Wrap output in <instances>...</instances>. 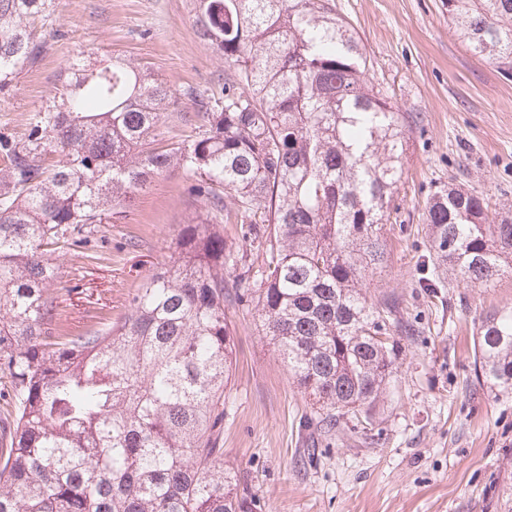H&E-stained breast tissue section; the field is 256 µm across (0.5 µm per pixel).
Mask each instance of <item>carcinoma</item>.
Masks as SVG:
<instances>
[{
  "instance_id": "obj_1",
  "label": "carcinoma",
  "mask_w": 512,
  "mask_h": 512,
  "mask_svg": "<svg viewBox=\"0 0 512 512\" xmlns=\"http://www.w3.org/2000/svg\"><path fill=\"white\" fill-rule=\"evenodd\" d=\"M54 0H0V89L33 64ZM452 32L512 70V0H446ZM224 56L217 98L185 92L192 138L155 146L180 96L119 56L63 68L25 141L0 139V512H254L224 465V388L234 328L252 303L323 432L370 411L413 329L393 301H367L407 158L409 125L368 89L367 56L332 0H201ZM193 181L194 212L168 260L104 332L68 333L50 294L49 253L120 220L155 177ZM455 185L427 201L439 273L489 285L512 275V213ZM240 225V244L219 224ZM233 277L224 278V270ZM475 373L512 389V313H489Z\"/></svg>"
}]
</instances>
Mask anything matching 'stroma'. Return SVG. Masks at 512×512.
I'll list each match as a JSON object with an SVG mask.
<instances>
[{"label":"stroma","mask_w":512,"mask_h":512,"mask_svg":"<svg viewBox=\"0 0 512 512\" xmlns=\"http://www.w3.org/2000/svg\"><path fill=\"white\" fill-rule=\"evenodd\" d=\"M370 60V87L411 116L398 221L386 225V267L367 273L368 301L396 299L414 335L371 425L338 417L332 435L308 426L319 404L294 381L254 311L227 307L236 366L225 391L224 462L247 477L260 512H512V390L478 380L474 340L486 314L512 310V277L488 288L445 277L419 286L432 262L425 203L454 182L512 209V79L457 39L444 0H335ZM200 0H56L37 30L39 60L0 89V136L24 140L57 92L64 64L121 56L176 91L219 95L224 58L199 32ZM192 181L156 177L116 223L51 257L64 329L121 320L141 280L164 263L193 208Z\"/></svg>","instance_id":"35a3bbf8"}]
</instances>
